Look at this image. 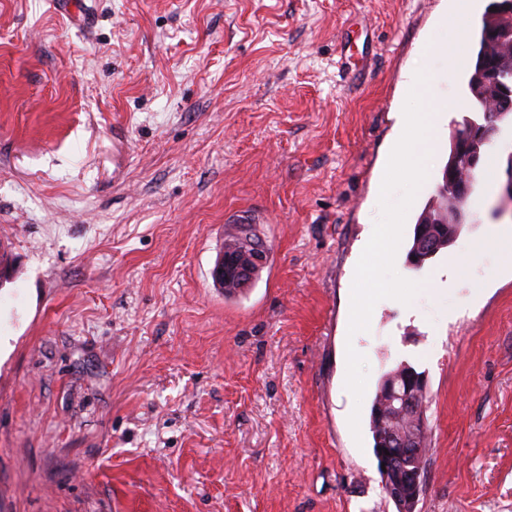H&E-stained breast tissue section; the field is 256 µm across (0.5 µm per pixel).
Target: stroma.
<instances>
[{"instance_id":"35a3bbf8","label":"stroma","mask_w":512,"mask_h":512,"mask_svg":"<svg viewBox=\"0 0 512 512\" xmlns=\"http://www.w3.org/2000/svg\"><path fill=\"white\" fill-rule=\"evenodd\" d=\"M447 9L0 0V512H396L370 410L401 364L428 393L416 512H512V261L480 248L512 229L494 215L511 121L484 149L468 224L422 269L407 261L470 115L465 69L427 47L452 35ZM416 69L449 108L395 258L421 289L352 337ZM243 211L269 257L228 298L212 270ZM441 306L462 315L439 321ZM350 345L368 362L359 403Z\"/></svg>"}]
</instances>
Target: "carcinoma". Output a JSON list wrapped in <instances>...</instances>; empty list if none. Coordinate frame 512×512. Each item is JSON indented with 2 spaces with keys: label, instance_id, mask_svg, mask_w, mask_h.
Listing matches in <instances>:
<instances>
[{
  "label": "carcinoma",
  "instance_id": "carcinoma-1",
  "mask_svg": "<svg viewBox=\"0 0 512 512\" xmlns=\"http://www.w3.org/2000/svg\"><path fill=\"white\" fill-rule=\"evenodd\" d=\"M500 20L497 12H486L481 20V26L477 37V52L473 68L468 74L467 86L470 94V109L478 114V119L465 118L458 124L460 131L474 121L478 123L499 124L508 118H512V105L501 102L491 105L486 97V90L481 86L484 72L489 68H498L501 72V80L512 83V63L509 62V52L497 50L494 47L493 32ZM468 221L465 203L456 200L446 194V182L437 185L435 193L431 196L422 212L418 216L414 228L411 246L407 253L409 264L420 269L425 263L440 250L448 248V232L427 229V224L441 222L451 225L455 230H460ZM259 243V238L252 235L241 237L239 233L224 234V255L233 257L240 254V250L247 242ZM419 375L413 367L400 365L381 378L375 394L370 415V429L374 440V451L385 447L386 436L393 433L397 436L412 441L418 448V454L413 459V464L425 468L428 452L429 429H420L413 415L389 416L381 413L384 401V391L390 383L403 386L412 382L413 377Z\"/></svg>",
  "mask_w": 512,
  "mask_h": 512
}]
</instances>
